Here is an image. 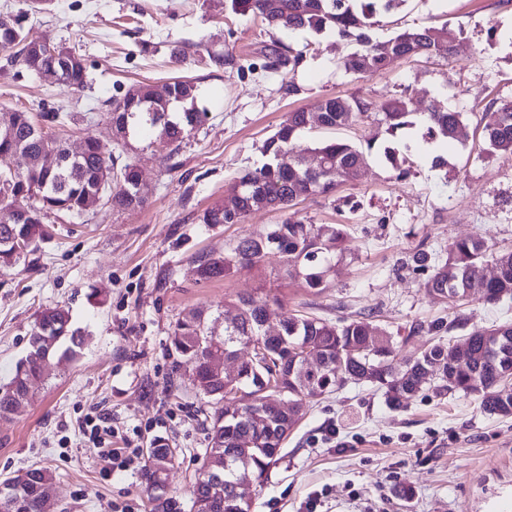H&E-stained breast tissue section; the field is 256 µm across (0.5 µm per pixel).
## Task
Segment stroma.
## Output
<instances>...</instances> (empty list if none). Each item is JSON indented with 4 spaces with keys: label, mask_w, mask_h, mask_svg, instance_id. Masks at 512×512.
<instances>
[{
    "label": "stroma",
    "mask_w": 512,
    "mask_h": 512,
    "mask_svg": "<svg viewBox=\"0 0 512 512\" xmlns=\"http://www.w3.org/2000/svg\"><path fill=\"white\" fill-rule=\"evenodd\" d=\"M80 55L88 83L74 90L31 74L0 50V113L71 112L45 135L77 151L86 136L121 155L140 173L143 208L98 206L82 216L48 214L51 238L12 271L0 273V385L25 356L37 312L61 306L84 332L76 359L51 361L46 377L10 419L0 420V480L31 466L48 468L55 493L47 512H151L142 474L146 453L165 438L177 456L167 478L175 512H192L191 487L208 445L214 402L199 395L188 372L175 370L170 335L191 309L224 333L242 296L278 298L283 310L338 323L356 313L399 341L402 354L461 336L463 328L512 322V300L453 304L426 292L419 250L444 254L457 239L482 235L512 249V157L491 155L481 137L484 108L512 100V0H405L376 16L374 36L448 25L462 29L454 54L398 59L359 78L343 58L356 44L325 32L273 30L233 13L227 0H0V17ZM500 36L489 40V28ZM302 50L296 67L271 68L275 51ZM233 60L213 68L208 55ZM174 77L194 82L203 124L168 154L155 133L113 140L110 104L129 88ZM407 94L413 111L434 100L464 112L466 144L449 148V170L429 164L422 127L391 140L370 118L338 131L312 129L294 143L307 154L335 136L371 146L363 180L295 207L309 224H343V254L320 291L289 278L280 258L199 280L201 258L263 233L283 215L256 210L239 224L199 218L225 201L244 172L262 167L261 152L288 112L313 109L328 96L376 101ZM411 160L405 177L379 161L387 144ZM97 292L99 303L88 300ZM465 327H458V320ZM443 324L434 332V324ZM112 426V445L136 452L123 468L103 458L81 431L86 414ZM338 444L325 441L328 427ZM252 512H303L311 495L320 512H512V416L485 413L474 395L424 389L394 410L382 392L347 384L310 400L263 487L251 488Z\"/></svg>",
    "instance_id": "obj_1"
}]
</instances>
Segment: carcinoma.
Instances as JSON below:
<instances>
[{
    "label": "carcinoma",
    "mask_w": 512,
    "mask_h": 512,
    "mask_svg": "<svg viewBox=\"0 0 512 512\" xmlns=\"http://www.w3.org/2000/svg\"><path fill=\"white\" fill-rule=\"evenodd\" d=\"M234 13L261 18L273 29L334 32L341 39L355 38L359 48L342 61L345 71L367 77L386 69L395 59L447 57L453 54L461 32L449 28L415 26L384 41L370 34L374 18L381 12L397 9L405 0H229ZM18 48L26 70L38 73L59 64L33 47V36L13 21L0 18V49ZM67 85L82 89L88 83L87 67L81 57L65 62ZM172 95L154 102V111L137 108L125 112L118 101L112 102V129L125 137L143 129H158L162 143L175 153L192 134L206 113L196 106V86L183 78L171 79ZM319 125L338 129L351 125L372 113H380L387 133L396 138L412 126L410 100L400 95L383 102L367 97H326L316 104ZM426 137L448 143L467 138L462 112L443 102L431 104L422 113ZM13 136H0V156L12 152L28 158L22 172L0 167V270L14 268L38 243L51 237L44 223L49 212L81 215L95 200L118 209H136L145 199L137 167L120 162V157L104 156L94 136L85 138L81 155H70L57 140L47 137L38 122L24 111L12 113ZM312 113L305 108L288 113L276 132L263 144L269 161L261 168L247 171L231 186L242 195V216L279 202L286 212L300 199L327 195L338 185L359 177L365 154L355 145L336 139L311 149L318 164L310 168L305 158L294 151V140L311 126ZM483 137L492 151L512 156V101L494 100L483 113ZM56 154L53 166L45 163L48 154ZM383 157L397 171L406 174L408 159L399 157L387 146ZM203 224H226L224 205L206 209ZM346 236L343 224H307L292 215L266 232L239 240L227 251L199 261L197 275L202 280L224 278L244 266H254L272 256L284 259L288 277L300 280L304 287H325L332 269L331 259L342 252ZM417 267L429 271L425 289L452 303L468 299L497 305L512 299V250L500 251L484 237L460 238L448 246L445 260L439 262L427 251L414 255ZM242 314L224 325V335L237 336V344L216 345L228 352L241 345H253L261 356L243 365L237 377L221 381L208 373V336L204 313L191 309L177 320L170 336V349L176 366H191L193 382L203 395L221 390L215 399L224 403L210 416L207 449L224 456V487L243 474L262 486L276 463L284 434L300 421L303 401L324 396L344 383H368L383 391L389 406L403 407L405 401L423 388L438 393L459 392L481 396L483 411L512 416V392L501 382L512 377V323L468 333L470 355L467 361L448 365V345L437 342L405 359L398 358L393 336L367 318L352 319L341 325L299 313H284L280 335L267 337L264 322L268 299L239 298ZM83 332L74 326L63 307L41 310L28 338V351L15 366L9 384L0 387V419L16 412V397H29L34 382L42 379L50 359L60 356L74 359L79 354ZM314 362L315 372L304 370ZM439 373L436 380L428 372ZM282 392L288 396V416L263 400ZM174 450L161 441L148 449L143 474L146 489L155 491L159 466H168ZM20 497L23 512H42V491L52 486L53 475L44 468L25 471ZM252 504L224 493V502L213 512H251Z\"/></svg>",
    "instance_id": "obj_1"
}]
</instances>
